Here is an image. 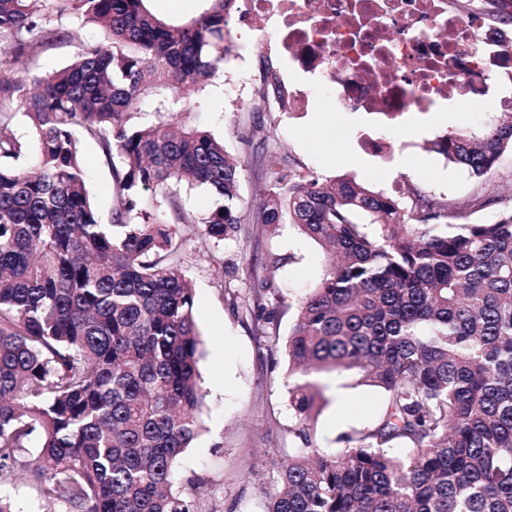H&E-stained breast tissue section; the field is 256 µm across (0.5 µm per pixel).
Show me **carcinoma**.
I'll return each instance as SVG.
<instances>
[{"label":"carcinoma","instance_id":"carcinoma-1","mask_svg":"<svg viewBox=\"0 0 512 512\" xmlns=\"http://www.w3.org/2000/svg\"><path fill=\"white\" fill-rule=\"evenodd\" d=\"M180 24L145 0H0V44L32 59L97 27L104 42L45 76L0 80V467L20 465L63 512H196L173 491L204 394L181 228L204 241L243 223L294 224L326 249L296 305L292 369L354 371L383 406L328 453L310 444L318 385L290 389L303 447L276 470L266 512H512V212L480 190L456 202L322 179L262 143V189L241 211L224 141L178 120L211 109L235 0ZM34 147L6 133L17 117ZM107 164L101 222L77 130ZM512 148V120L445 133L429 149L483 180ZM216 203L187 210L182 186ZM285 298L246 311L274 322ZM40 435L35 454L23 452ZM406 449L395 452V446Z\"/></svg>","mask_w":512,"mask_h":512}]
</instances>
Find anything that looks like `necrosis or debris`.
Here are the masks:
<instances>
[{
  "mask_svg": "<svg viewBox=\"0 0 512 512\" xmlns=\"http://www.w3.org/2000/svg\"><path fill=\"white\" fill-rule=\"evenodd\" d=\"M269 29L279 68L293 75L269 111L311 112L321 97L394 125L491 98L512 116V34L476 12L460 17L450 0H242L228 34Z\"/></svg>",
  "mask_w": 512,
  "mask_h": 512,
  "instance_id": "obj_1",
  "label": "necrosis or debris"
}]
</instances>
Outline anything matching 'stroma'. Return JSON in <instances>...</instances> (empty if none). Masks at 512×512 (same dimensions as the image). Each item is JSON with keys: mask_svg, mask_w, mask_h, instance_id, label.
<instances>
[{"mask_svg": "<svg viewBox=\"0 0 512 512\" xmlns=\"http://www.w3.org/2000/svg\"><path fill=\"white\" fill-rule=\"evenodd\" d=\"M268 44L248 46L250 65L226 67L214 90L209 112H185L183 124L210 131L242 164L241 205H248L260 181L256 158L264 136L279 143L286 156L320 177L344 175L376 191L391 192L395 180L409 177L423 189L453 199L472 196L478 182L428 150L426 143L457 122L455 113L408 115L398 131L374 123L361 112H249L243 100L263 83ZM382 139L384 153L371 152L365 138ZM81 161L89 189L102 216L114 204L112 176L97 143L81 135ZM274 253L283 260L275 285L259 290L265 271L250 272L253 255ZM325 265L322 247L291 224L275 231L242 225L237 237L201 244L187 238L181 266L195 288L194 320L201 340L198 369L205 394L202 429L181 456L175 488L202 512H264L265 492L279 462L301 442L289 403L297 376L288 372L286 341L294 313L284 310L271 324L255 323L234 299L262 293L265 300L282 295L299 302L320 279ZM324 408L309 429L314 447L332 451L340 436L369 425L383 403L382 393L359 383L351 373L321 377Z\"/></svg>", "mask_w": 512, "mask_h": 512, "instance_id": "1", "label": "stroma"}]
</instances>
